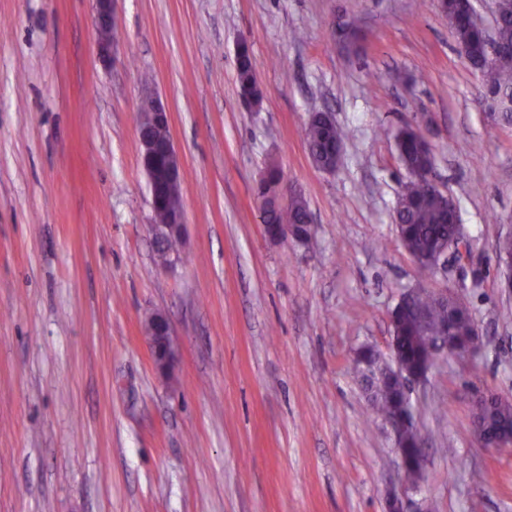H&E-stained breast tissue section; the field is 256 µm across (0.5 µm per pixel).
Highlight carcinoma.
Returning <instances> with one entry per match:
<instances>
[{
  "mask_svg": "<svg viewBox=\"0 0 512 512\" xmlns=\"http://www.w3.org/2000/svg\"><path fill=\"white\" fill-rule=\"evenodd\" d=\"M461 3L447 0L444 12L448 16V24L454 31L456 41L468 46L469 65L480 72L491 90L512 97V0H502L501 18L497 25V36L506 50L499 53L492 62H487V51L473 25L461 16ZM237 83L240 97L257 98L261 91L257 81L250 46L239 43L236 51ZM308 152L312 163L316 166L329 160L336 146L343 145L345 132L334 124L320 120H311L304 129ZM396 150L402 166L411 171L409 180L402 186L400 193V223L407 225L406 236L402 240L404 248L419 263V268L430 271L422 258L426 257L433 246L448 239L453 231L450 211L446 201L436 195L422 172L432 166V157L421 147L420 130L407 126L399 130L395 136ZM163 199L161 206L155 210V223L168 222L170 213L180 205V184H165L156 188ZM309 210L306 201L299 197L293 199L288 215L266 209L263 212V223L281 224L288 219L290 224H303ZM421 299L431 308L432 323L437 325L450 319L449 311L438 304L433 295L423 291ZM393 336L394 350L399 360L409 370L417 367L419 357L430 347L436 345V330L421 331L410 320L399 322ZM388 364L384 357L371 359L369 366L360 370L361 382L371 395L376 411L383 415L392 408L394 386L383 383ZM481 426L492 425L503 429H512V403L496 402L490 406L479 408L474 414Z\"/></svg>",
  "mask_w": 512,
  "mask_h": 512,
  "instance_id": "cac0c4a2",
  "label": "carcinoma"
}]
</instances>
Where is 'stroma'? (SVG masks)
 Wrapping results in <instances>:
<instances>
[{
  "instance_id": "1",
  "label": "stroma",
  "mask_w": 512,
  "mask_h": 512,
  "mask_svg": "<svg viewBox=\"0 0 512 512\" xmlns=\"http://www.w3.org/2000/svg\"><path fill=\"white\" fill-rule=\"evenodd\" d=\"M93 0H0V512H512V447H485L476 393L512 402V119L457 53L438 0H115L110 65ZM356 20L357 51L334 35ZM264 92L238 93L236 49ZM169 107L183 258L154 261L136 133ZM347 133L333 172L303 129ZM419 128L472 261L422 272L393 214ZM277 166L312 237L269 239ZM457 294L485 344L440 358L411 402L426 448L402 481L355 356L386 352L408 290ZM165 316L159 372L142 334ZM155 335L148 339L153 361L160 370H166L174 360L176 348L168 321L162 315H156L150 322Z\"/></svg>"
}]
</instances>
